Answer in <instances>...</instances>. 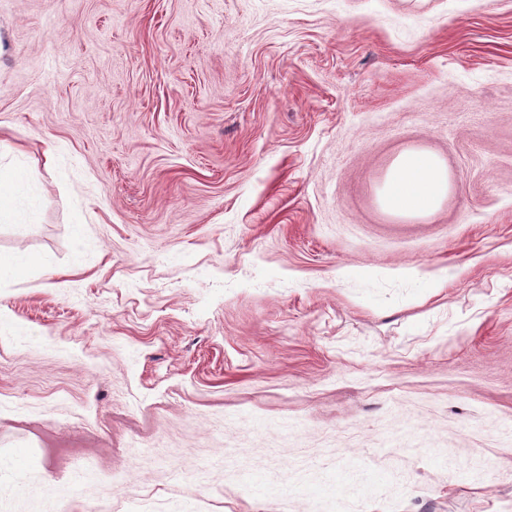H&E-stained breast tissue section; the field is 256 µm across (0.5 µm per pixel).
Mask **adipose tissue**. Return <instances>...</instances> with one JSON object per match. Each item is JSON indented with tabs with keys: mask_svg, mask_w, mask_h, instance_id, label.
<instances>
[{
	"mask_svg": "<svg viewBox=\"0 0 512 512\" xmlns=\"http://www.w3.org/2000/svg\"><path fill=\"white\" fill-rule=\"evenodd\" d=\"M454 188L447 167L435 153L421 148L401 150L392 160L378 188L380 206L404 217L436 212ZM29 185L0 171V221L31 212Z\"/></svg>",
	"mask_w": 512,
	"mask_h": 512,
	"instance_id": "1",
	"label": "adipose tissue"
}]
</instances>
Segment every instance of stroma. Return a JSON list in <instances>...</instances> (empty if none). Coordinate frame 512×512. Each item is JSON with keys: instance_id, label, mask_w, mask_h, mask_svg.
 <instances>
[{"instance_id": "1", "label": "stroma", "mask_w": 512, "mask_h": 512, "mask_svg": "<svg viewBox=\"0 0 512 512\" xmlns=\"http://www.w3.org/2000/svg\"><path fill=\"white\" fill-rule=\"evenodd\" d=\"M0 167V512H512V0H0ZM454 182L442 159L421 147L401 150L378 188L380 206L395 215L425 217L436 212ZM29 185L19 176H9L0 168V221L28 216L31 203L28 197Z\"/></svg>"}]
</instances>
